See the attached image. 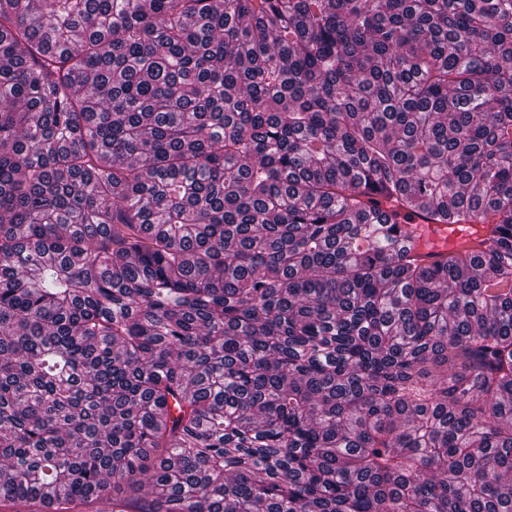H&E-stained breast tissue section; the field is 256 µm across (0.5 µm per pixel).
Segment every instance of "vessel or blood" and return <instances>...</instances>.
Listing matches in <instances>:
<instances>
[{"label":"vessel or blood","instance_id":"1","mask_svg":"<svg viewBox=\"0 0 512 512\" xmlns=\"http://www.w3.org/2000/svg\"><path fill=\"white\" fill-rule=\"evenodd\" d=\"M404 228L405 243L413 252L431 262L446 257L449 251L459 246L473 244L476 238L488 234L490 230L489 225L471 218L459 224H438L422 209L414 212Z\"/></svg>","mask_w":512,"mask_h":512}]
</instances>
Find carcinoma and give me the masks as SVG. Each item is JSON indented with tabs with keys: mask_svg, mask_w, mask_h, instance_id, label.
I'll return each instance as SVG.
<instances>
[{
	"mask_svg": "<svg viewBox=\"0 0 512 512\" xmlns=\"http://www.w3.org/2000/svg\"><path fill=\"white\" fill-rule=\"evenodd\" d=\"M0 512H512V0H0ZM408 234L403 241L418 255L430 262L441 260L461 245H471L475 239L488 234L490 226L467 218L461 224H436L424 210L417 209L411 221L400 224Z\"/></svg>",
	"mask_w": 512,
	"mask_h": 512,
	"instance_id": "cac0c4a2",
	"label": "carcinoma"
}]
</instances>
